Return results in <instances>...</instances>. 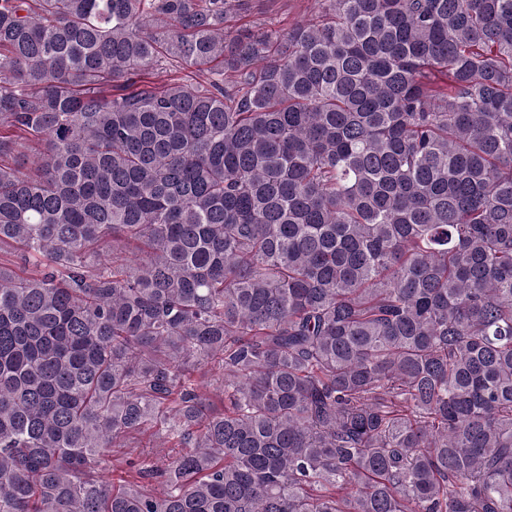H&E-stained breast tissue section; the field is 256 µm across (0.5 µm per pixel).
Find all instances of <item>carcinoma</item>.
<instances>
[{
  "instance_id": "cac0c4a2",
  "label": "carcinoma",
  "mask_w": 512,
  "mask_h": 512,
  "mask_svg": "<svg viewBox=\"0 0 512 512\" xmlns=\"http://www.w3.org/2000/svg\"><path fill=\"white\" fill-rule=\"evenodd\" d=\"M246 3L0 0V512H512V0ZM317 0H250L246 10L238 13L225 31L229 36L238 31L267 29L287 32L299 24L315 23L319 20ZM125 442L128 447L131 448H112V464L115 463V459L118 458L123 452H130L133 458H137L139 454L150 455L156 458L161 457L159 450H167L170 448V443L166 442V439L161 434H158L155 429L149 432L138 435L131 434L126 437ZM156 446V448H143L144 446ZM135 447V448H134Z\"/></svg>"
}]
</instances>
